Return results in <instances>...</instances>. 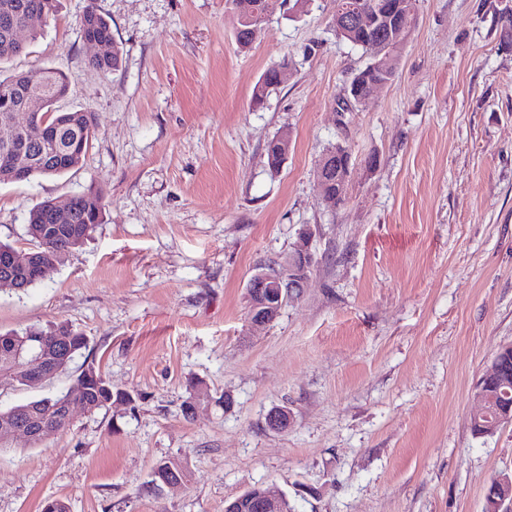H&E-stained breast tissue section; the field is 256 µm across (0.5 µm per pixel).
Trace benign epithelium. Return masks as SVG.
<instances>
[{
	"label": "benign epithelium",
	"instance_id": "7a95c632",
	"mask_svg": "<svg viewBox=\"0 0 512 512\" xmlns=\"http://www.w3.org/2000/svg\"><path fill=\"white\" fill-rule=\"evenodd\" d=\"M234 6L235 13L242 20L257 28L264 23L265 17L257 16L251 0H235ZM413 15L414 8L409 0H374L367 9L352 6L336 11L333 22L336 28L345 32H360L370 49L373 65L384 70L390 67L392 56L382 52V49L396 50L400 47ZM383 85L384 82L376 79L354 80L345 106L352 108L365 105ZM69 91V84L65 81L60 86L53 85L46 95H22L3 102L0 108V134L3 135L0 139V153L3 154L4 166L0 169L5 172L6 181H24L31 177L30 167L16 159L15 138L27 132L34 114L53 111L52 104L67 96ZM81 118L82 113L79 112L70 115L67 124L60 120L51 125L42 121L40 142H57L62 138V131L67 125L75 126ZM350 160L349 152L340 145L326 151L320 160L317 181L325 202L332 208L344 200ZM311 238L312 232L303 230L293 251L286 258L258 267L251 277L247 286L248 319L251 324L261 326L272 323L285 304L299 299L316 264L311 251ZM0 260L7 269L4 280L8 282L21 274L41 279L49 265L42 254H20L13 249L0 252ZM508 349L512 351V346L501 348L495 355L490 369L483 375L487 382H498L512 374L508 363L501 358ZM17 367L20 368L17 379L33 387L48 381L55 374L57 358L52 351L37 350L27 354ZM473 417L483 419L480 423L482 434L493 435L503 424L512 423V404L494 409L481 408ZM291 421L290 412L283 408H275L267 415L268 427L273 430L285 431ZM4 430L5 438L11 440L21 434L30 444L47 436L45 429L37 423L31 421L23 424L15 418L4 426ZM285 503V497L273 495L268 489L258 486L224 504V512H286ZM483 512H512V475L504 473L491 481L485 495Z\"/></svg>",
	"mask_w": 512,
	"mask_h": 512
}]
</instances>
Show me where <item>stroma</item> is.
I'll return each mask as SVG.
<instances>
[{
    "label": "stroma",
    "instance_id": "1",
    "mask_svg": "<svg viewBox=\"0 0 512 512\" xmlns=\"http://www.w3.org/2000/svg\"><path fill=\"white\" fill-rule=\"evenodd\" d=\"M112 25L117 71L88 64L87 4ZM333 0L281 8L240 49L231 0H61L0 73L53 68L57 110L94 113L83 162L0 182V243L27 253L30 210L88 192L102 217L36 284L0 288V332L65 323L124 400L77 413L44 445L0 451V512H224L262 484L293 512H483L512 473V423L476 435L474 387L512 344V0H418L393 79L343 110L368 57L337 37ZM287 83L261 105L271 67ZM290 150L270 172L265 148ZM352 157L344 204L316 167ZM317 264L297 301L251 330L246 286L302 227ZM210 399L195 414L183 404ZM288 409V430L266 417ZM182 459L187 481L153 480Z\"/></svg>",
    "mask_w": 512,
    "mask_h": 512
}]
</instances>
